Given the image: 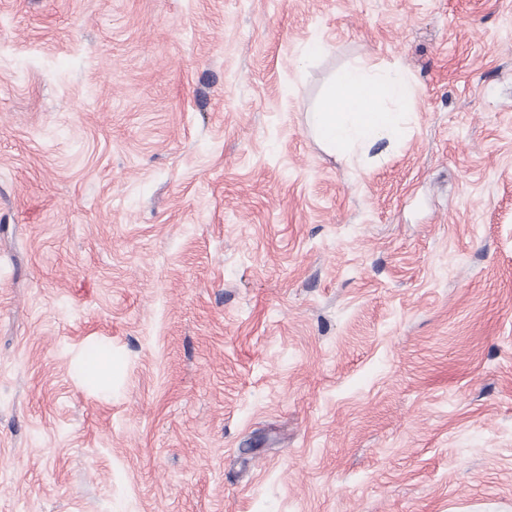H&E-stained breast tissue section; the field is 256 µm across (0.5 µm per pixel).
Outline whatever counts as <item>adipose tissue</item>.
<instances>
[{
	"label": "adipose tissue",
	"instance_id": "1",
	"mask_svg": "<svg viewBox=\"0 0 512 512\" xmlns=\"http://www.w3.org/2000/svg\"><path fill=\"white\" fill-rule=\"evenodd\" d=\"M412 96L402 70L355 65L334 77L307 122L329 152L350 163L364 161L376 145L391 147L401 141Z\"/></svg>",
	"mask_w": 512,
	"mask_h": 512
}]
</instances>
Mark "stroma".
I'll use <instances>...</instances> for the list:
<instances>
[{
	"label": "stroma",
	"mask_w": 512,
	"mask_h": 512,
	"mask_svg": "<svg viewBox=\"0 0 512 512\" xmlns=\"http://www.w3.org/2000/svg\"><path fill=\"white\" fill-rule=\"evenodd\" d=\"M0 512H512V0H0ZM413 88L397 68L355 65L335 76L307 122L321 144L352 164L378 144L393 147L405 134Z\"/></svg>",
	"instance_id": "1"
}]
</instances>
